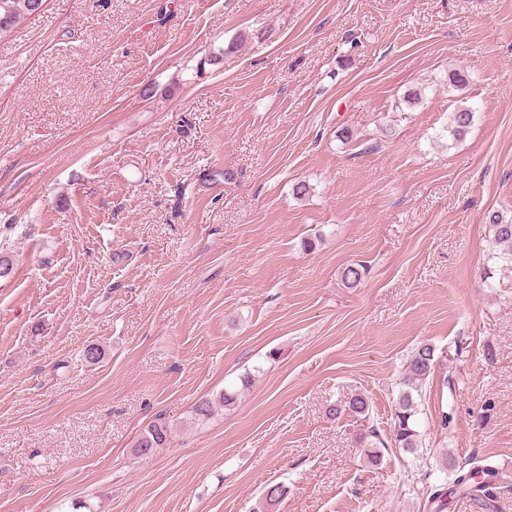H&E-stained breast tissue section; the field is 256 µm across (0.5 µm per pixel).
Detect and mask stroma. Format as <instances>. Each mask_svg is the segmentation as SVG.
Here are the masks:
<instances>
[{
	"label": "stroma",
	"mask_w": 512,
	"mask_h": 512,
	"mask_svg": "<svg viewBox=\"0 0 512 512\" xmlns=\"http://www.w3.org/2000/svg\"><path fill=\"white\" fill-rule=\"evenodd\" d=\"M495 211L512 0H47L0 42V512H253L270 482L277 512H433L470 458L512 485ZM423 342L422 444L370 462ZM171 430L165 423H152L142 433L135 444V451L138 455H149L157 448L167 445L170 440Z\"/></svg>",
	"instance_id": "1"
}]
</instances>
